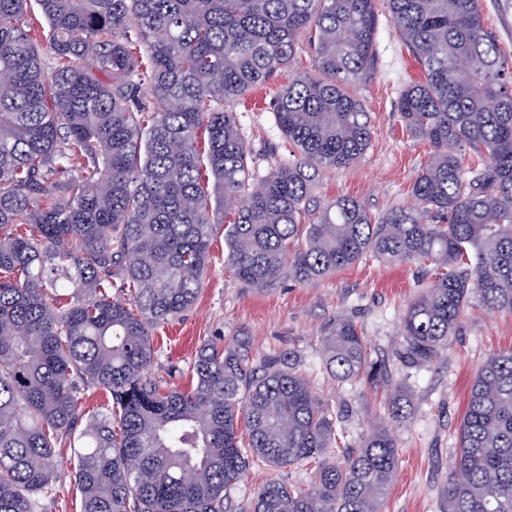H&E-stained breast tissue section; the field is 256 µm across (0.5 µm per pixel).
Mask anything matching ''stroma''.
Listing matches in <instances>:
<instances>
[{
    "label": "stroma",
    "instance_id": "35a3bbf8",
    "mask_svg": "<svg viewBox=\"0 0 512 512\" xmlns=\"http://www.w3.org/2000/svg\"><path fill=\"white\" fill-rule=\"evenodd\" d=\"M482 5L487 29L496 34L504 56L512 62V0H482ZM376 52L371 79L355 89L372 116L371 145L353 166L323 172L314 193L322 201L353 197L379 214L408 203V190L431 147L411 137L396 110L401 90L420 78L421 69L396 33L384 0L377 5ZM310 65L308 49L300 48L290 67L267 82L258 106L235 108L251 150L248 167L255 179L264 178L289 158L273 100L292 73ZM209 253L196 304L183 317L152 330L157 357L150 377L187 387L184 369L196 349L215 336L228 343L238 336L249 337L257 357L294 353L315 391L342 414L336 446L329 455L336 461L342 448L358 447L385 416L379 404L384 386L339 383L321 361L325 324L339 315L351 318L362 328L372 359L385 366L389 383L413 392L410 422L393 429L399 461L386 512H448L445 485L459 445L458 427L468 390L489 354L512 349V314L473 305L456 335L449 337L446 356L431 366H417L402 355V313L409 299L432 285L433 277L426 270L366 258L320 280L299 284L284 278L259 291L234 278L225 261L223 231L215 232ZM60 469L54 494L42 501L44 512H81L70 448L60 451ZM273 480L302 486L307 476L299 469L251 463L225 500L226 512H250L255 492Z\"/></svg>",
    "mask_w": 512,
    "mask_h": 512
}]
</instances>
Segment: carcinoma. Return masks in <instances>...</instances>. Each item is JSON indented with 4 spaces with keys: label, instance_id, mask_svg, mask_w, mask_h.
<instances>
[{
    "label": "carcinoma",
    "instance_id": "obj_1",
    "mask_svg": "<svg viewBox=\"0 0 512 512\" xmlns=\"http://www.w3.org/2000/svg\"><path fill=\"white\" fill-rule=\"evenodd\" d=\"M376 2L36 0L45 45L28 0H0V512H40L66 445L81 512H224L254 460L318 465L304 489L264 485L252 512H385L407 387L388 396L389 423L335 463L324 457L339 417L289 352L256 359L245 338L215 336L187 389L148 377L151 329L197 300L216 207L227 263L249 288L365 257L434 274L402 317L403 355L418 366L447 353L472 301L512 314V66L481 0H385L422 68L397 101L432 148L411 202L375 216L313 194L322 170L354 165L371 142L351 87L373 74ZM303 39L311 68L274 101L293 158L253 188L228 107ZM322 360L342 382L384 375L340 316ZM95 388L111 412L87 418L80 394ZM458 433L448 512H512V349L479 367Z\"/></svg>",
    "mask_w": 512,
    "mask_h": 512
}]
</instances>
